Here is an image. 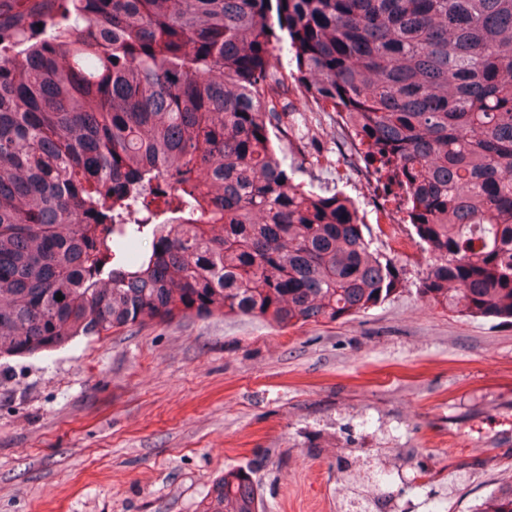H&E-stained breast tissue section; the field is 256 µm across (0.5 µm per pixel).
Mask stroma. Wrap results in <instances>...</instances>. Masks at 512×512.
<instances>
[{
    "mask_svg": "<svg viewBox=\"0 0 512 512\" xmlns=\"http://www.w3.org/2000/svg\"><path fill=\"white\" fill-rule=\"evenodd\" d=\"M297 178L362 207L399 270L347 322L279 329L188 316L0 359V512H200L225 469H250L260 512H341L340 465L383 464L384 512H474L512 480V323L426 304L427 256L364 190L332 113L282 115Z\"/></svg>",
    "mask_w": 512,
    "mask_h": 512,
    "instance_id": "obj_1",
    "label": "stroma"
}]
</instances>
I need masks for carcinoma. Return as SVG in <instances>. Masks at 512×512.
<instances>
[{"instance_id":"obj_1","label":"carcinoma","mask_w":512,"mask_h":512,"mask_svg":"<svg viewBox=\"0 0 512 512\" xmlns=\"http://www.w3.org/2000/svg\"><path fill=\"white\" fill-rule=\"evenodd\" d=\"M286 40L429 255L418 295L512 319V0H0V357L191 314L350 321L397 291L354 205L277 154L260 91ZM201 512H259L250 472ZM476 512H512V481Z\"/></svg>"}]
</instances>
